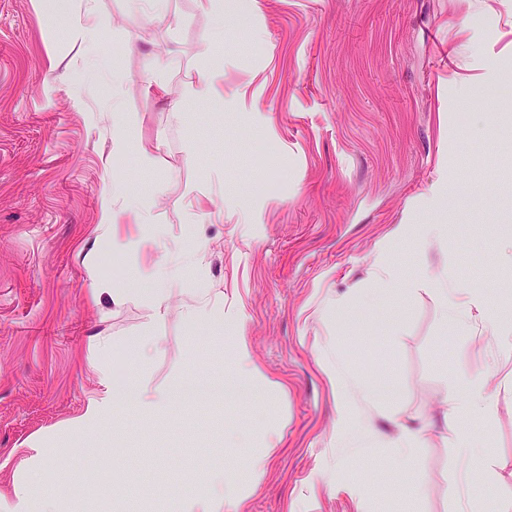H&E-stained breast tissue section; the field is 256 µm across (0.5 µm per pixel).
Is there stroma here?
Masks as SVG:
<instances>
[{"mask_svg": "<svg viewBox=\"0 0 512 512\" xmlns=\"http://www.w3.org/2000/svg\"><path fill=\"white\" fill-rule=\"evenodd\" d=\"M259 2L246 21L225 6L218 40L197 0H169L161 21L151 0H0V495L13 450L43 438L56 449L42 488L75 512H163L216 469L247 512H498L512 500V355L444 325L427 276L486 279L512 309L498 251L512 236V0ZM88 13L93 36L73 38ZM210 63L225 99L175 111ZM158 76L168 95L145 94ZM123 114L134 146L118 155ZM116 184L156 218L149 253L112 248L101 217ZM437 223L439 242L395 233ZM381 254L403 284L372 299ZM147 259L178 275L161 318L151 283L131 278ZM101 284L119 299L94 296ZM204 305L223 322L188 318ZM146 333L160 350L139 370L130 344ZM240 334L264 375L249 402H123L111 441L66 431L99 388L93 363L119 392L141 373L232 380ZM339 365L399 389L387 408L358 404L369 429L353 448L336 443ZM462 377L496 401L468 460L448 436ZM395 415L424 447H396ZM234 430L250 447H225Z\"/></svg>", "mask_w": 512, "mask_h": 512, "instance_id": "1", "label": "stroma"}]
</instances>
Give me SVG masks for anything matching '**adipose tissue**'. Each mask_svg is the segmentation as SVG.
<instances>
[{
  "label": "adipose tissue",
  "mask_w": 512,
  "mask_h": 512,
  "mask_svg": "<svg viewBox=\"0 0 512 512\" xmlns=\"http://www.w3.org/2000/svg\"><path fill=\"white\" fill-rule=\"evenodd\" d=\"M430 285L444 320L455 326L477 323L500 350L512 351V324L503 320L480 290L464 287L447 273L433 275ZM495 406L493 398L485 395L481 381L476 379H460L448 393L449 410L461 408L487 422L492 420ZM48 460L46 449H24L14 476L13 496L0 512H71L64 497L45 493L36 481ZM244 500L242 491L219 472L213 476L209 489L176 496L168 512H245Z\"/></svg>",
  "instance_id": "adipose-tissue-1"
}]
</instances>
